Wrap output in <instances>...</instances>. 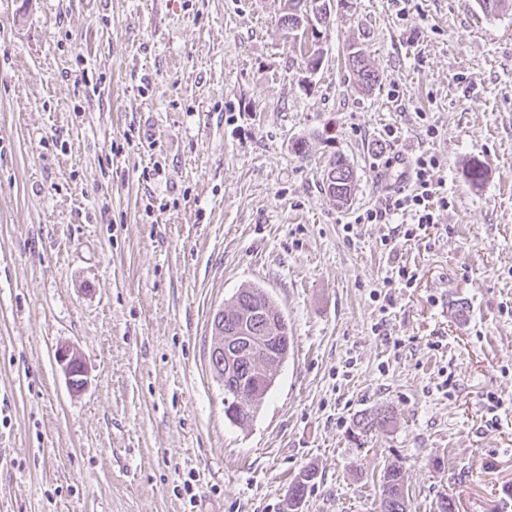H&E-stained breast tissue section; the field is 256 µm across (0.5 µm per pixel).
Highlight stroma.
<instances>
[{
    "instance_id": "35a3bbf8",
    "label": "stroma",
    "mask_w": 512,
    "mask_h": 512,
    "mask_svg": "<svg viewBox=\"0 0 512 512\" xmlns=\"http://www.w3.org/2000/svg\"><path fill=\"white\" fill-rule=\"evenodd\" d=\"M282 7L0 0V512H283L307 468L299 512H379L393 461L410 512L445 494L512 512V6L341 0L314 72ZM421 152L449 205L397 246L419 279L393 292L396 351L369 297L392 261L342 226L386 196L388 157ZM335 154L357 176L343 206L322 184ZM252 284L294 348L244 431L209 350L214 313ZM490 392L505 405L488 432ZM188 478L191 500L174 492ZM347 61L351 71L362 87L371 89L379 82V73L359 51L349 53ZM57 358L63 366L67 383L71 390L78 392L87 384L88 371L79 355L70 347H60ZM315 472L304 470L297 479L291 484L288 493V502L286 504L287 512H298L304 502L306 491L311 482L315 479Z\"/></svg>"
}]
</instances>
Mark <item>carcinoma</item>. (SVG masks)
I'll return each mask as SVG.
<instances>
[{
  "label": "carcinoma",
  "mask_w": 512,
  "mask_h": 512,
  "mask_svg": "<svg viewBox=\"0 0 512 512\" xmlns=\"http://www.w3.org/2000/svg\"><path fill=\"white\" fill-rule=\"evenodd\" d=\"M314 2L315 0H284V13L281 16L282 25L299 35L302 44L310 51V55L304 57V63L312 72L317 70L322 53L316 48L318 41L309 39L301 22L305 21L306 14H314ZM348 65L361 86L370 89L379 82V73L361 53H350ZM327 169L339 171V176L336 187L328 186L326 191L331 193L336 202H348L355 189L354 169L340 155L330 156ZM256 310L268 325V330L272 331V337L267 342L268 353L248 354L245 359L238 361V365L232 368L229 375H223L217 368H212L224 382V417L241 430L252 425L260 403L275 387L280 368L287 361L290 348L293 347V337L288 334L287 319L275 306L269 293L258 285L241 288L231 297L228 309L224 310V332H229V329L240 322L242 313ZM390 419V413L386 411L364 415L356 420V429L364 435L385 426ZM314 479L315 472L311 470L299 474L290 486L286 512H299L307 488ZM380 509L381 512H408L403 468L395 462L388 464L383 470Z\"/></svg>",
  "instance_id": "obj_1"
}]
</instances>
